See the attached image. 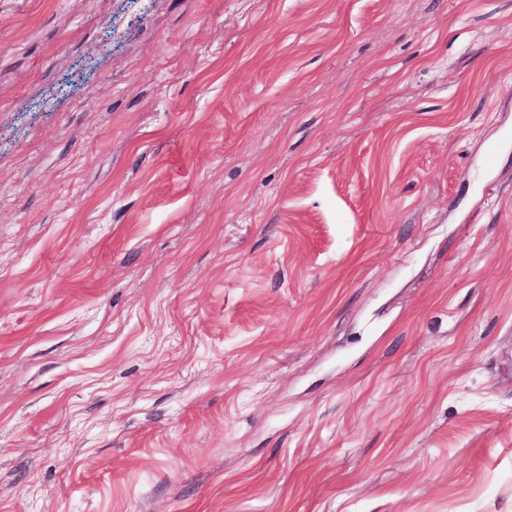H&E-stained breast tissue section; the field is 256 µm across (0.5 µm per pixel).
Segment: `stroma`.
Returning a JSON list of instances; mask_svg holds the SVG:
<instances>
[{
  "label": "stroma",
  "mask_w": 512,
  "mask_h": 512,
  "mask_svg": "<svg viewBox=\"0 0 512 512\" xmlns=\"http://www.w3.org/2000/svg\"><path fill=\"white\" fill-rule=\"evenodd\" d=\"M0 512H512V0H0Z\"/></svg>",
  "instance_id": "stroma-1"
}]
</instances>
